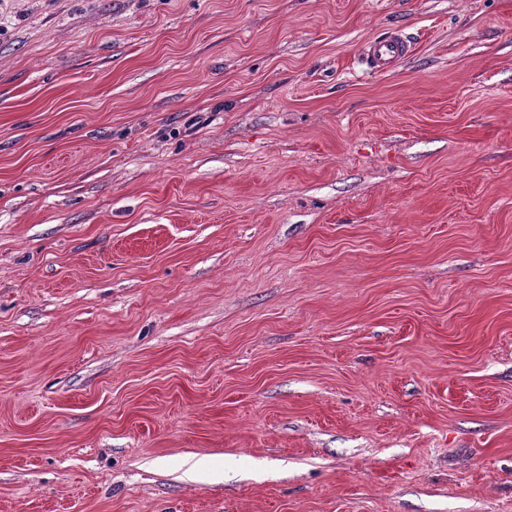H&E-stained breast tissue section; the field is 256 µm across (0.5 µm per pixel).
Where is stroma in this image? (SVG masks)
I'll list each match as a JSON object with an SVG mask.
<instances>
[{"instance_id": "stroma-1", "label": "stroma", "mask_w": 512, "mask_h": 512, "mask_svg": "<svg viewBox=\"0 0 512 512\" xmlns=\"http://www.w3.org/2000/svg\"><path fill=\"white\" fill-rule=\"evenodd\" d=\"M0 512H512V0H0ZM409 51L408 41L400 31L388 37L367 42L362 48L361 59L373 73L390 70Z\"/></svg>"}]
</instances>
